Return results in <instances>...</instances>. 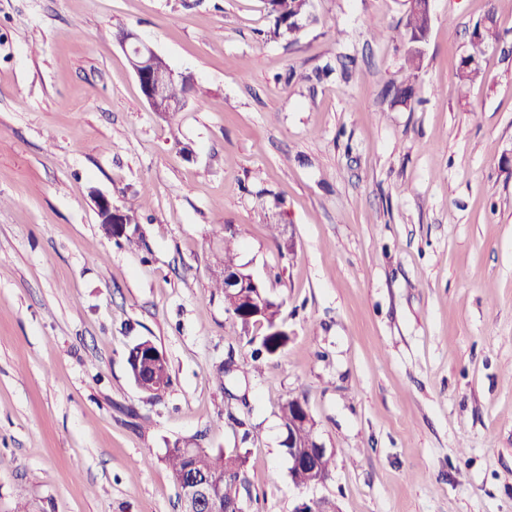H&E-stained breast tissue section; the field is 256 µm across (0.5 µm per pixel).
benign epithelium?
<instances>
[{
	"instance_id": "7a95c632",
	"label": "benign epithelium",
	"mask_w": 512,
	"mask_h": 512,
	"mask_svg": "<svg viewBox=\"0 0 512 512\" xmlns=\"http://www.w3.org/2000/svg\"><path fill=\"white\" fill-rule=\"evenodd\" d=\"M121 46L133 63L141 93L151 110L180 111L184 107L185 101L173 102L167 99L166 87L169 82L176 79L189 83L192 82V79L186 75H177L171 69L166 72L155 70L153 59L157 53L132 32L127 33L126 38L121 41ZM95 205L101 224L109 237H123L128 234L130 223L124 218V212L120 207L113 205L112 201L103 195L95 200ZM249 286L259 287V281L252 273L246 274L238 269L224 272V294L227 296L225 306L228 313H233L236 307L239 290ZM293 402H295L297 419L294 423L288 424V428L284 429L279 441L280 447L288 449L289 471L291 472L310 466L312 456L327 451V448L319 441L315 443V446L308 448L298 444L295 426L311 424L313 419L301 400L295 398ZM179 492L183 499L188 501L189 512H220L219 490L212 479L205 475L195 473L189 475Z\"/></svg>"
}]
</instances>
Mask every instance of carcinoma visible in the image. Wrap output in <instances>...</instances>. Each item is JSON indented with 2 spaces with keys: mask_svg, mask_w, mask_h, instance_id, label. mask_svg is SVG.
I'll use <instances>...</instances> for the list:
<instances>
[{
  "mask_svg": "<svg viewBox=\"0 0 512 512\" xmlns=\"http://www.w3.org/2000/svg\"><path fill=\"white\" fill-rule=\"evenodd\" d=\"M268 13L274 19L270 36L273 38H286L293 40L301 28V21L310 18L307 13L309 0H267ZM427 4H418L417 9L409 12L403 27H395L397 36L408 45L405 60L409 68L418 70L421 67L424 51L417 40V31L427 24ZM479 33L471 40V51L467 61L460 62L459 81L462 84L473 81L481 73L477 61L483 56L485 47L498 40L493 19L477 25ZM240 228L224 234V255L218 258L223 269L228 270L239 266L237 260V243ZM282 304L273 300L265 289L243 288L240 290V304L235 309L237 323L241 334L248 335V328L254 322H263L264 334L260 337V344L252 356L253 369L260 371L263 361L279 353L288 343V327L281 319ZM160 380L165 386H170L171 375L167 359L158 361L151 369V375L140 381L139 389L151 396H157V383ZM164 461L170 472L174 485H179L181 475L192 467L199 472L212 476L221 490V508L233 510L240 509L245 512L244 493L248 492L246 479V466L248 451L238 448L230 452L209 451L205 448L193 449L191 456L187 457L178 444L166 449Z\"/></svg>",
  "mask_w": 512,
  "mask_h": 512,
  "instance_id": "cac0c4a2",
  "label": "carcinoma"
}]
</instances>
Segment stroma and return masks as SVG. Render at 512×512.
<instances>
[{
    "label": "stroma",
    "mask_w": 512,
    "mask_h": 512,
    "mask_svg": "<svg viewBox=\"0 0 512 512\" xmlns=\"http://www.w3.org/2000/svg\"><path fill=\"white\" fill-rule=\"evenodd\" d=\"M408 10L312 0L288 41L266 0H0V512H180L178 440L247 449V512H294L291 398L336 453L314 494L337 512H512V0H431L415 72ZM121 29L192 77L170 119ZM143 194L107 237L96 197ZM224 222L288 325L258 373L262 331L241 340L215 286ZM142 339L158 398L129 376ZM475 29H479V33L471 40V51L466 57L468 60L475 61L476 63L469 65L465 62L464 58L461 59L458 74L461 84L471 82L480 75L481 69L479 60L485 52V47L490 42L497 41L499 38L492 17H488V20L484 21L482 24L479 23ZM150 372L151 375L149 377L143 378L140 381L139 389L151 396L160 397L162 394L158 395L156 393L158 388L157 383H155V376H157V379L165 384L166 390L171 384L170 368L166 357H164L162 360H159L158 364L154 365Z\"/></svg>",
    "instance_id": "35a3bbf8"
}]
</instances>
